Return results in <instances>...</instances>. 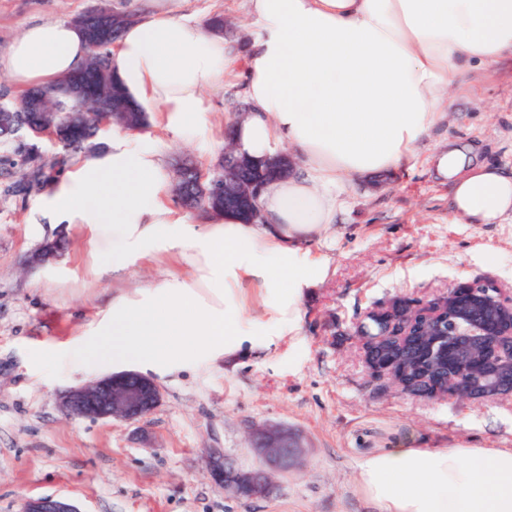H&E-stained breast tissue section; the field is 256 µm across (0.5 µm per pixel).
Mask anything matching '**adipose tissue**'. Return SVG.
Masks as SVG:
<instances>
[{
    "mask_svg": "<svg viewBox=\"0 0 512 512\" xmlns=\"http://www.w3.org/2000/svg\"><path fill=\"white\" fill-rule=\"evenodd\" d=\"M184 3L129 0L132 20L112 51L154 134L113 130L52 181L44 204L55 224L111 225L112 262L94 264L96 274L162 255L188 271L114 297L59 362L133 364L162 378L296 335L307 289L328 275L310 247L349 187L410 162L468 77L512 58V0H245L259 31L235 52ZM87 55L71 22L33 21L0 53V73L20 89L52 87ZM231 75L248 114L217 138L210 95ZM161 136L255 160L288 148L296 165L263 186L261 222L199 217L167 199ZM429 161L448 185L452 221L512 218V175L450 143ZM358 476L379 512H512V449L391 448L362 459Z\"/></svg>",
    "mask_w": 512,
    "mask_h": 512,
    "instance_id": "1",
    "label": "adipose tissue"
}]
</instances>
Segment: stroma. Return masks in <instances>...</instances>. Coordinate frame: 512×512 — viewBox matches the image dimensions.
Here are the masks:
<instances>
[{
    "label": "stroma",
    "instance_id": "stroma-1",
    "mask_svg": "<svg viewBox=\"0 0 512 512\" xmlns=\"http://www.w3.org/2000/svg\"><path fill=\"white\" fill-rule=\"evenodd\" d=\"M123 0H0V52L34 20H72ZM200 20L224 17L234 44L257 26L243 0H190ZM452 141L512 174V59L481 73L452 100L446 125L426 151L397 171L363 178L330 236L314 246L328 276L308 289L298 335L236 364L201 366L161 380L160 405L138 422L66 414L62 391L112 370L108 362L58 363L55 351L99 318L119 290L179 271L164 257L105 277L112 229L53 224L41 212L45 188L18 190L29 155L53 165L73 152L26 131L0 138V512L27 498L66 497L80 512H375L357 478L365 457L396 447L512 448V397L493 402L427 400L372 381L353 336L371 308L396 298L428 302L462 282L491 280L512 296V220L452 224L448 187L427 151ZM66 248L40 267L42 243ZM285 423L301 432L297 470L277 474L264 498L235 499L210 477L220 450L243 469L256 459L251 434Z\"/></svg>",
    "mask_w": 512,
    "mask_h": 512
}]
</instances>
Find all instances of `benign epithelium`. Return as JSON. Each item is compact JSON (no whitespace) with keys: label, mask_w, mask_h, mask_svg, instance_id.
Returning <instances> with one entry per match:
<instances>
[{"label":"benign epithelium","mask_w":512,"mask_h":512,"mask_svg":"<svg viewBox=\"0 0 512 512\" xmlns=\"http://www.w3.org/2000/svg\"><path fill=\"white\" fill-rule=\"evenodd\" d=\"M88 121L101 129L112 124L109 112H64L61 123L30 132L64 143V126ZM293 167L280 152L256 164L245 157L224 153L223 167L206 172L193 164L183 169L193 175L199 197H224L241 206L251 222H261L257 197L272 177ZM55 243L35 250L32 265L48 262ZM355 338L364 353L372 380L387 382L400 394L430 400L467 399L496 401L512 396V302L490 280L464 282L436 300L420 302L394 299L368 311L357 323ZM161 402V391L148 376L126 370L60 395L63 410L90 419L139 421ZM252 447L262 465L236 469L215 450L208 458L212 479L237 498H262L271 490L270 471L298 468L303 455L299 433L283 424L265 425L255 431ZM23 512H80L66 498L37 497L25 500Z\"/></svg>","instance_id":"obj_1"}]
</instances>
